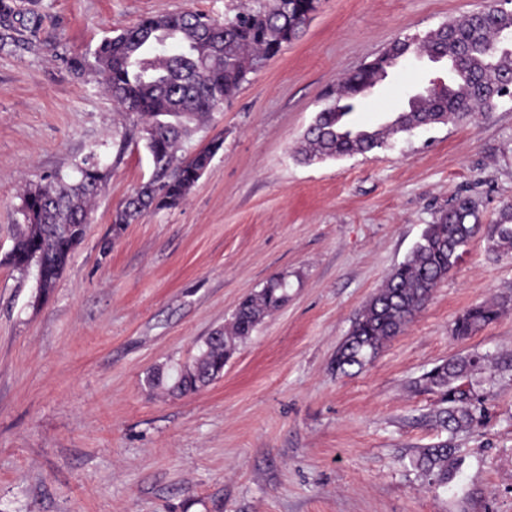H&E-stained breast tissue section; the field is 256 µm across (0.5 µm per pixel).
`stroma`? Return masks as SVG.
<instances>
[{"label": "stroma", "mask_w": 512, "mask_h": 512, "mask_svg": "<svg viewBox=\"0 0 512 512\" xmlns=\"http://www.w3.org/2000/svg\"><path fill=\"white\" fill-rule=\"evenodd\" d=\"M0 26V512H512V375L488 369L470 428L432 417L415 379L477 352L512 359V303L465 339L468 308L512 300V255L473 238L426 307L359 373H336L358 311L457 195L482 223L512 204V97L390 148L303 164L292 155L337 79L399 38L461 21L486 0H320L300 38L183 138L223 146L177 208L120 234L115 208L151 174L132 120L75 55L147 16L242 0H13ZM412 61L357 102L383 121L446 77ZM109 167L81 244L53 288L8 262L19 195L90 152ZM288 299L198 392L149 388L273 275ZM450 440L460 466L429 485L410 464Z\"/></svg>", "instance_id": "35a3bbf8"}]
</instances>
